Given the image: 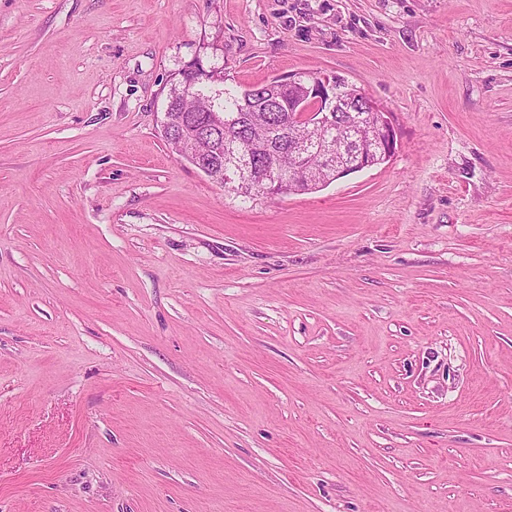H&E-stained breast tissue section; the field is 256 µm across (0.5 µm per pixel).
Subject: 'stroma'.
<instances>
[{
	"instance_id": "obj_1",
	"label": "stroma",
	"mask_w": 512,
	"mask_h": 512,
	"mask_svg": "<svg viewBox=\"0 0 512 512\" xmlns=\"http://www.w3.org/2000/svg\"><path fill=\"white\" fill-rule=\"evenodd\" d=\"M198 58L396 152L243 200ZM0 512H512V0H0ZM210 77L213 80V83L218 85L221 91L220 96L218 98L215 96V91L212 90V86L210 84L194 85L193 93L191 95L186 97L177 96L173 101L171 110L168 112L167 117L170 123V128L175 132L178 131L181 126H185L187 128L193 127L194 129H206L209 123H205L203 118L209 117L210 113L213 112L210 115L212 122L211 125L221 128L224 127V129L213 128L211 130L209 129L207 132H200L199 134L204 138L199 140L198 149L200 152L206 153L204 160H207L208 166L215 169V174L220 173V170L224 168L225 175L224 160L226 150V121H237L234 123L237 124V128H235L236 131H233V133L237 137L240 146L249 150L252 154L249 153L243 157L241 156V160L238 164L236 163V166H242V168L250 174L255 167L254 157L252 155L258 154L257 148L263 144L270 126L272 125L277 128L282 127L286 132L288 123L295 120V112H288V108L285 106H282V108L277 112L274 111L275 107L268 112H259L258 102L260 100L256 98H250L247 105V111L242 112L245 106V89L226 87L224 85V75L221 76L217 73H212ZM251 101H254V103H251ZM216 112H223L224 119L223 116L221 117L219 113ZM249 115L254 117L253 127L250 119L248 118ZM234 124L233 128L235 127ZM241 125L243 128L238 130ZM264 128H266V132L264 135H261L260 132ZM172 130L168 129V132L173 134ZM197 132L199 131H179L178 135L180 136L179 141L181 148L180 154L185 157L186 160L191 161L197 169L208 177L209 167H207L204 160L197 157L195 152L194 144ZM211 150L213 152H210ZM218 151L220 154L217 153ZM276 82L273 84H262V85H255L252 86L251 89L253 91L254 95H259V97L264 98L267 103H276L278 98V93L283 91H288V88L292 85H294L298 78L295 74L290 75L288 77L282 78V77H275ZM275 88L276 91L272 92L271 89ZM305 85L309 106L298 108L297 112H301L300 119H296L298 122L325 129L337 123L336 112L344 111L341 112L338 120L343 121L347 118L351 122L357 117L356 112H371L373 119L370 127H359L358 133H356L358 127L354 128V139L361 147V155L373 147L379 149L380 159H389L395 153L397 132L390 120L389 112H383L371 98L356 101V97L346 93L350 83L335 75H309ZM309 107L312 108L311 112H307ZM335 107L336 112H334ZM350 109L354 112L347 114ZM332 176L333 174L331 172L324 170L320 159L313 156L307 162L302 180L298 183L286 184L280 194L311 193L330 182Z\"/></svg>"
}]
</instances>
